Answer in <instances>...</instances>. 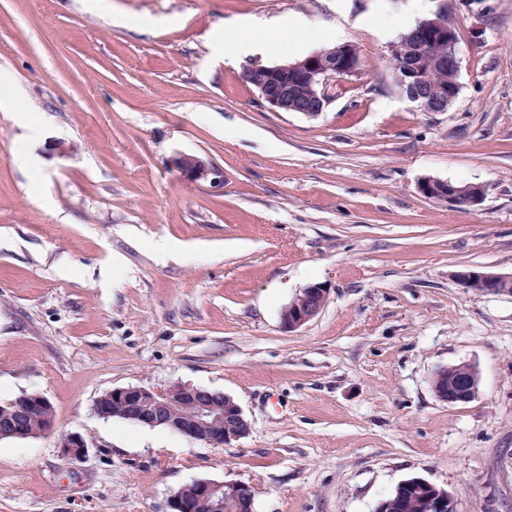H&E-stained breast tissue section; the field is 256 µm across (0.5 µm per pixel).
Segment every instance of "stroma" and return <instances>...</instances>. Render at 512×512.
<instances>
[{"instance_id":"1","label":"stroma","mask_w":512,"mask_h":512,"mask_svg":"<svg viewBox=\"0 0 512 512\" xmlns=\"http://www.w3.org/2000/svg\"><path fill=\"white\" fill-rule=\"evenodd\" d=\"M444 7L460 92L423 112L389 65L399 33L369 18ZM245 17L311 29L268 58L217 56ZM346 42L362 69L318 117L244 79ZM0 71L34 124L0 112V401L42 393L57 425L0 441V512H168L197 478L251 485L253 512H375L411 477L458 512H512V297L456 277L512 272V0H0ZM179 152L223 188L183 181ZM426 177L484 200L424 199ZM315 282L323 311L284 331ZM461 362L476 397L439 402L434 372ZM174 384L232 397L248 434L214 447L93 411ZM70 432L94 440L86 457L62 456ZM172 168L190 184L223 188L224 171L209 159L196 154L178 153L171 159ZM328 295L329 290L322 283H312L302 288L282 310V328L293 332L314 320L324 309ZM422 485L427 490L424 503L427 512H457L453 495L442 487L423 480Z\"/></svg>"}]
</instances>
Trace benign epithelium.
Returning a JSON list of instances; mask_svg holds the SVG:
<instances>
[{"instance_id": "1", "label": "benign epithelium", "mask_w": 512, "mask_h": 512, "mask_svg": "<svg viewBox=\"0 0 512 512\" xmlns=\"http://www.w3.org/2000/svg\"><path fill=\"white\" fill-rule=\"evenodd\" d=\"M458 38L446 14L420 21L403 39L392 45L390 55L398 56L401 70L395 80L407 98L424 112H445L460 92ZM361 60L355 45L344 43L333 50L317 51L283 64L249 68L245 81L253 86L273 111L298 112L309 118L319 116L336 97V82L357 75ZM453 75L436 94L425 95L421 88L436 71ZM172 168L190 184L224 187V171L209 159L196 154L178 153ZM426 199L460 208H475L484 199V188L477 184L455 183L426 178L418 185ZM464 287L476 292L511 295L512 272L498 273L480 267L458 274ZM329 290L321 283L302 288L282 310L281 326L296 331L314 320L324 309ZM442 377L432 386L437 400L448 405L466 403L479 388L477 368L467 362L437 369ZM94 413L102 418L121 417L151 428L161 427L214 447L224 446L246 436L250 425L239 404L223 393H210L198 387L176 384L165 387H117L101 394L94 402ZM55 413L42 394L24 393L0 414V437L32 438L55 432ZM92 447V439L79 432L67 434L62 456L81 459ZM427 490V512H457L453 495L442 487L422 482ZM236 512H253V487L238 481L195 479L181 487L169 501V512H224V502Z\"/></svg>"}]
</instances>
